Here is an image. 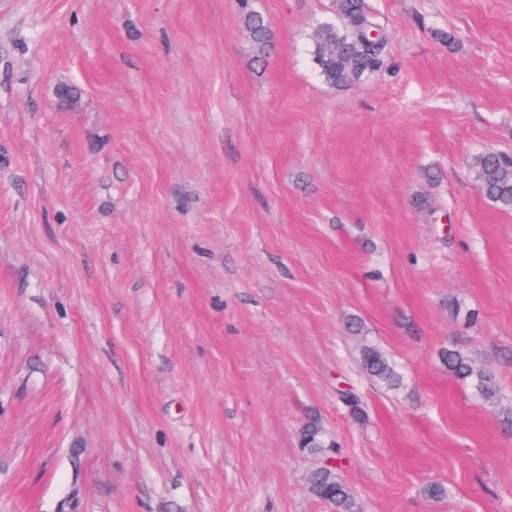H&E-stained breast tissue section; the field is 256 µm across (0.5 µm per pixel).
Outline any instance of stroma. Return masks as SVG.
I'll return each mask as SVG.
<instances>
[{
	"mask_svg": "<svg viewBox=\"0 0 512 512\" xmlns=\"http://www.w3.org/2000/svg\"><path fill=\"white\" fill-rule=\"evenodd\" d=\"M368 3L386 64L337 90L333 0H0V512H334L312 417L360 512H512V426L441 360L512 403L473 168L512 155V0ZM244 24L255 49L259 53L258 57L263 56L273 41V33L269 24L263 15L248 9L244 13ZM363 366L369 376L385 383L390 388H397L400 377L389 359L374 347L366 346L362 353ZM448 371L470 384L478 397L492 407L505 421L512 423V404L503 405L492 373L473 364L470 356L461 349H448L443 353ZM301 448L309 454L324 457L336 451V467H320L309 478V490L317 498L334 506L336 512H360L355 497L351 494L339 474L341 466L340 448L327 440L315 421H308L299 431ZM339 462V464H338Z\"/></svg>",
	"mask_w": 512,
	"mask_h": 512,
	"instance_id": "obj_1",
	"label": "stroma"
}]
</instances>
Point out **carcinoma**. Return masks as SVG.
<instances>
[{
	"mask_svg": "<svg viewBox=\"0 0 512 512\" xmlns=\"http://www.w3.org/2000/svg\"><path fill=\"white\" fill-rule=\"evenodd\" d=\"M336 15L342 26L333 23L321 25L313 39L312 57L320 76L326 83L344 89L363 77L380 71L386 61L387 36L374 39L369 36V24L375 19L366 0H335ZM244 24L251 41L264 55L273 41L272 30L260 13L247 10ZM475 177L481 193L503 211H512V157L485 151L474 160ZM448 371L470 384L478 397L492 407L506 422L512 423V404L501 402L492 373L473 364L461 349L443 353ZM363 366L369 376L390 388L400 384V377L389 359L374 347L367 346L362 353ZM301 448L315 456H325L335 450L315 421L307 422L299 431ZM309 490L317 498L331 504L335 512H359L355 497L339 474V467H320L309 478Z\"/></svg>",
	"mask_w": 512,
	"mask_h": 512,
	"instance_id": "carcinoma-1",
	"label": "carcinoma"
}]
</instances>
